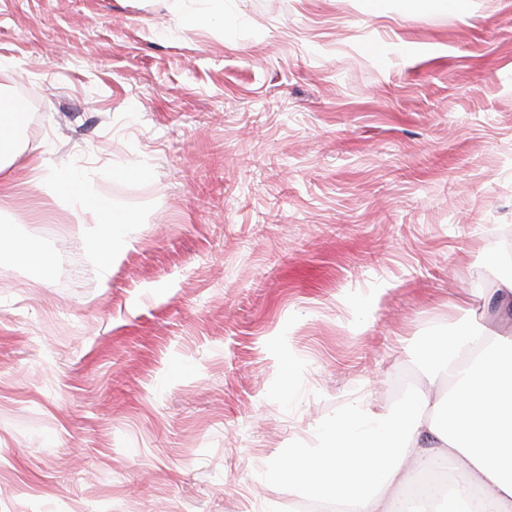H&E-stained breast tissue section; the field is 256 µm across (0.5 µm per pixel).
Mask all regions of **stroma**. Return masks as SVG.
I'll return each instance as SVG.
<instances>
[{"instance_id": "stroma-1", "label": "stroma", "mask_w": 512, "mask_h": 512, "mask_svg": "<svg viewBox=\"0 0 512 512\" xmlns=\"http://www.w3.org/2000/svg\"><path fill=\"white\" fill-rule=\"evenodd\" d=\"M1 94L0 512H301L289 448L512 326V0H0ZM37 158L128 217L109 280ZM24 112L12 97H0V170L4 169L2 156L11 147L16 136V127L23 124ZM0 246L1 249L6 246L14 250L26 261L28 277L35 282L43 280L44 263L35 256V251L32 247L13 238L7 231L3 230L0 226Z\"/></svg>"}]
</instances>
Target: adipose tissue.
I'll list each match as a JSON object with an SVG mask.
<instances>
[{
	"label": "adipose tissue",
	"mask_w": 512,
	"mask_h": 512,
	"mask_svg": "<svg viewBox=\"0 0 512 512\" xmlns=\"http://www.w3.org/2000/svg\"><path fill=\"white\" fill-rule=\"evenodd\" d=\"M31 171L94 216L99 265L110 273L123 225L111 203L85 194L75 179L45 172L42 163ZM427 349L431 375L448 380L446 396L423 393L384 413L346 409L314 446L289 449L272 480L296 486L302 498L335 505L336 512H429L422 501L392 507L390 490L426 464L452 459L470 481L433 493L443 512L474 497L490 512H512V329L491 333L473 323L448 339L429 340Z\"/></svg>",
	"instance_id": "obj_1"
}]
</instances>
